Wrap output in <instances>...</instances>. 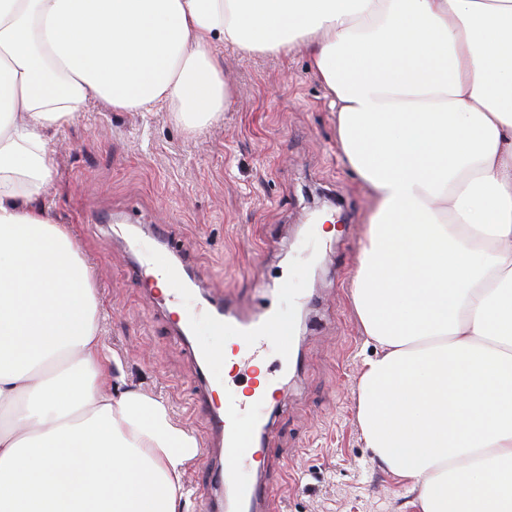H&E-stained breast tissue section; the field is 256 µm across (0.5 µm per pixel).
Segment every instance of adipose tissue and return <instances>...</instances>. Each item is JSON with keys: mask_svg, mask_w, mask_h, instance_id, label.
Segmentation results:
<instances>
[{"mask_svg": "<svg viewBox=\"0 0 512 512\" xmlns=\"http://www.w3.org/2000/svg\"><path fill=\"white\" fill-rule=\"evenodd\" d=\"M220 46L305 49L373 198L367 448L418 512H512V0H0V512H186L198 443L107 391L93 272L38 201L90 101L217 118Z\"/></svg>", "mask_w": 512, "mask_h": 512, "instance_id": "adipose-tissue-1", "label": "adipose tissue"}]
</instances>
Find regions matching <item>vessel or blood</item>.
<instances>
[{
    "instance_id": "vessel-or-blood-1",
    "label": "vessel or blood",
    "mask_w": 512,
    "mask_h": 512,
    "mask_svg": "<svg viewBox=\"0 0 512 512\" xmlns=\"http://www.w3.org/2000/svg\"><path fill=\"white\" fill-rule=\"evenodd\" d=\"M158 250L139 256L133 274L140 284L164 280L168 283L167 300L180 307L185 296L193 293L197 274L189 262L173 263L179 247L169 240L164 227H156ZM183 334H190L189 356L197 374L192 406L205 414L206 431L191 463L201 469L206 479L199 484L197 502L200 512H271L274 489L267 481L271 449L262 447L257 429L270 408L282 400L281 374L293 361V322L289 315L269 305L260 308L239 305L223 289L205 290L197 314L176 316L173 320ZM221 336L228 341L240 361L247 380H254L268 347L279 352V373H268L266 392H250L248 399L228 395L218 397L224 384V356L207 342ZM253 462L255 482L232 484L231 472L239 460Z\"/></svg>"
}]
</instances>
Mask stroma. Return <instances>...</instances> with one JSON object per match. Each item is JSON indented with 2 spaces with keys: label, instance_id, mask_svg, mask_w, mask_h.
Listing matches in <instances>:
<instances>
[{
  "label": "stroma",
  "instance_id": "1",
  "mask_svg": "<svg viewBox=\"0 0 512 512\" xmlns=\"http://www.w3.org/2000/svg\"><path fill=\"white\" fill-rule=\"evenodd\" d=\"M229 102L199 131L171 112H115L100 100L56 132L43 201L81 240L103 335L117 356L112 389L163 399L203 434L194 369L163 308L131 281L128 246H155L166 225L206 282L256 302L288 284L295 363L271 414L275 512H417L407 484L374 461L357 422V382L375 357L354 315L352 278L373 206L342 164L336 117L308 55L219 53Z\"/></svg>",
  "mask_w": 512,
  "mask_h": 512
}]
</instances>
